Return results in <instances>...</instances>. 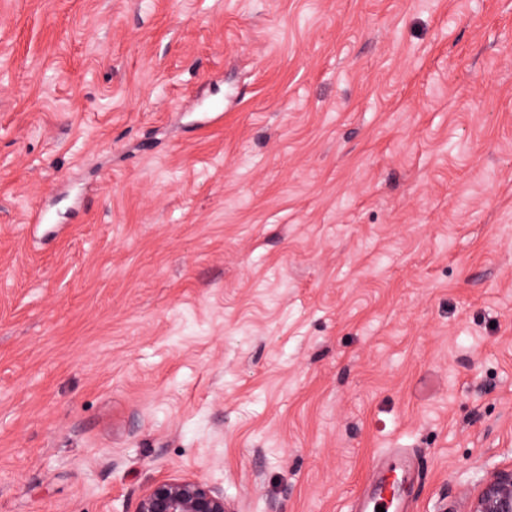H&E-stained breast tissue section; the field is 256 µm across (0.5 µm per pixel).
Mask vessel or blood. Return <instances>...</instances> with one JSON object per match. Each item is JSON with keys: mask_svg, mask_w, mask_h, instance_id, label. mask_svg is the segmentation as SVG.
<instances>
[{"mask_svg": "<svg viewBox=\"0 0 512 512\" xmlns=\"http://www.w3.org/2000/svg\"><path fill=\"white\" fill-rule=\"evenodd\" d=\"M412 464L413 458L405 449H390L377 461L371 493L358 498L352 512H405L406 475Z\"/></svg>", "mask_w": 512, "mask_h": 512, "instance_id": "b4317fda", "label": "vessel or blood"}]
</instances>
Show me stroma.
<instances>
[{
    "mask_svg": "<svg viewBox=\"0 0 512 512\" xmlns=\"http://www.w3.org/2000/svg\"><path fill=\"white\" fill-rule=\"evenodd\" d=\"M389 448L413 512L512 467V0H0V512Z\"/></svg>",
    "mask_w": 512,
    "mask_h": 512,
    "instance_id": "obj_1",
    "label": "stroma"
}]
</instances>
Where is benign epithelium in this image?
Here are the masks:
<instances>
[{"mask_svg": "<svg viewBox=\"0 0 512 512\" xmlns=\"http://www.w3.org/2000/svg\"><path fill=\"white\" fill-rule=\"evenodd\" d=\"M136 512H230L224 492L198 478H172L154 484ZM470 512H512V467L492 473L482 484Z\"/></svg>", "mask_w": 512, "mask_h": 512, "instance_id": "7a95c632", "label": "benign epithelium"}]
</instances>
